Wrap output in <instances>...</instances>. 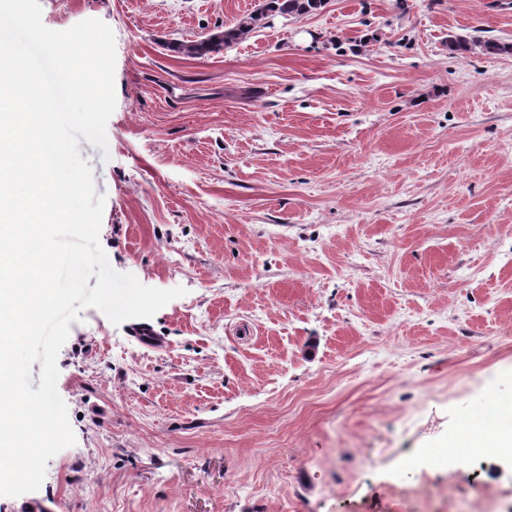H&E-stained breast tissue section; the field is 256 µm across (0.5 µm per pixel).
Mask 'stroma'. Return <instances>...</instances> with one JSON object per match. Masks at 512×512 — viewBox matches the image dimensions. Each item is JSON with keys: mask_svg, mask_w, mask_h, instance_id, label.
<instances>
[{"mask_svg": "<svg viewBox=\"0 0 512 512\" xmlns=\"http://www.w3.org/2000/svg\"><path fill=\"white\" fill-rule=\"evenodd\" d=\"M115 36L99 243L153 317L86 307L57 356L75 435L41 512L512 506L461 429L512 401V0H326L203 58L255 0H39ZM473 47H478L481 51L488 54L512 53V43L497 40L476 41L461 35H449L448 37V50L452 52L468 51Z\"/></svg>", "mask_w": 512, "mask_h": 512, "instance_id": "obj_1", "label": "stroma"}]
</instances>
